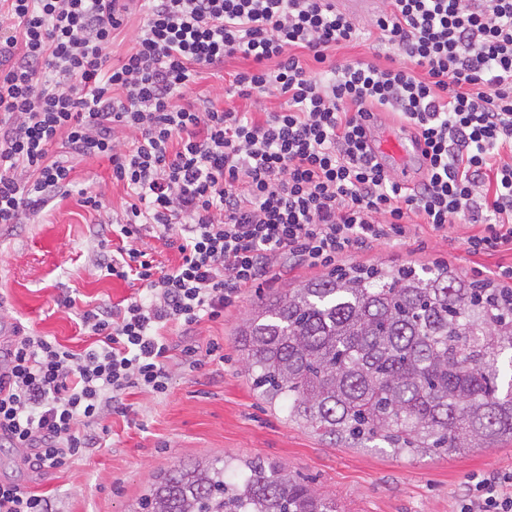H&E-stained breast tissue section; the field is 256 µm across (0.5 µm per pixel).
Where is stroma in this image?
I'll use <instances>...</instances> for the list:
<instances>
[{
    "mask_svg": "<svg viewBox=\"0 0 512 512\" xmlns=\"http://www.w3.org/2000/svg\"><path fill=\"white\" fill-rule=\"evenodd\" d=\"M248 66L244 59H228L203 71L192 91L201 99L219 98L224 108L248 110V102L224 92L230 74ZM73 178L77 190L103 192L111 210L122 214L127 196L113 184L108 159L75 160ZM98 221L72 194L53 201L34 221L0 226L1 331L12 334L18 325L81 350L90 339L78 327L79 312L140 293L139 282L104 276L92 266L90 255L100 243ZM480 230L477 224H457L441 237L422 225L407 242L373 244L345 254L339 265L442 262L466 281L512 266L510 250L491 255L467 250L465 238ZM324 274L321 268L286 266L273 284L244 291L223 319L201 321L197 339L218 342L221 359L206 358L192 368L173 358L167 394L130 395L128 416L105 419L109 435L102 447L87 449L62 468L40 470L24 462L21 450L0 447V482L50 492L57 512H134L155 476L179 463L221 457L232 462L233 478L242 462L262 459L335 498L341 512H456L472 475L512 471V442L463 456L413 458L389 448L331 444L290 422L285 411L270 408L247 379L235 331L263 295ZM69 297L74 306H65Z\"/></svg>",
    "mask_w": 512,
    "mask_h": 512,
    "instance_id": "obj_1",
    "label": "stroma"
}]
</instances>
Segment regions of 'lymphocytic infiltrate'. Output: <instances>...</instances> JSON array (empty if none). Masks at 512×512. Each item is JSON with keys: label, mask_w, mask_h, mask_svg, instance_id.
I'll return each mask as SVG.
<instances>
[{"label": "lymphocytic infiltrate", "mask_w": 512, "mask_h": 512, "mask_svg": "<svg viewBox=\"0 0 512 512\" xmlns=\"http://www.w3.org/2000/svg\"><path fill=\"white\" fill-rule=\"evenodd\" d=\"M132 51L109 64L119 0H0V225L38 217L77 192L102 217L103 193L75 190L72 162L105 157L129 198L125 246L94 258L136 279L142 297L80 315L81 351L16 331L0 347V446L58 468L102 444L97 426L134 390L170 381L163 331L181 328L182 362L218 352L191 339L280 260L328 267L372 243L481 225L469 252L512 247V0H389L360 29L325 0H138ZM391 66L331 61L360 40ZM248 61L228 91L239 112L201 103L202 70ZM282 100L267 111L265 98ZM391 112L423 141L427 166L402 186L366 146L363 122ZM151 229L171 268L137 248ZM0 512H56L51 495L0 483ZM458 512H512V472L479 479Z\"/></svg>", "instance_id": "f902f5d3"}]
</instances>
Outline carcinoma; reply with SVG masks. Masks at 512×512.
Returning <instances> with one entry per match:
<instances>
[{
	"mask_svg": "<svg viewBox=\"0 0 512 512\" xmlns=\"http://www.w3.org/2000/svg\"><path fill=\"white\" fill-rule=\"evenodd\" d=\"M235 336L253 390L335 444L458 456L512 441V288L357 265L261 298ZM226 470L165 471L139 512H340L277 463Z\"/></svg>",
	"mask_w": 512,
	"mask_h": 512,
	"instance_id": "obj_1",
	"label": "carcinoma"
}]
</instances>
